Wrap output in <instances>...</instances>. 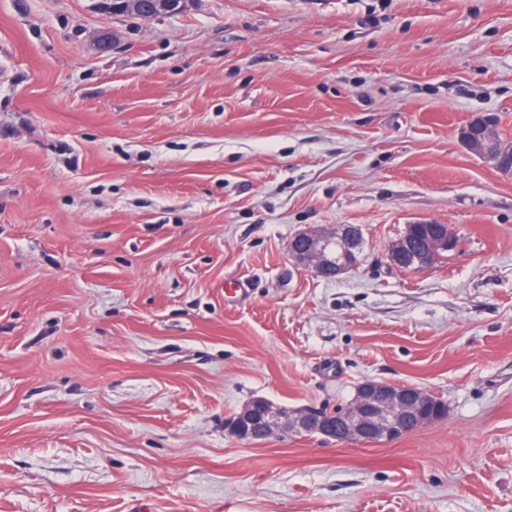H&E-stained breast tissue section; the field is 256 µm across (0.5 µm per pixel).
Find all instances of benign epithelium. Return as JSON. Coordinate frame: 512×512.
Returning <instances> with one entry per match:
<instances>
[{"label":"benign epithelium","instance_id":"1","mask_svg":"<svg viewBox=\"0 0 512 512\" xmlns=\"http://www.w3.org/2000/svg\"><path fill=\"white\" fill-rule=\"evenodd\" d=\"M120 8L140 18H154L171 9L170 0H122ZM466 149L497 172L512 177V140L499 131L496 117L483 116L478 124H466L460 132ZM341 239L343 247L334 256L329 249L331 238ZM358 229L342 225L330 234L318 229L305 230L289 243L292 257L304 266L313 265L323 278H335L357 264L355 250ZM457 238L451 228L411 251L410 236L394 241L389 249L390 261L405 270L419 271L430 267L441 250H454ZM431 394L406 384L377 382L357 389L345 406L331 411L300 408L285 413L265 398H255L224 422L225 430L242 441L266 439L282 429L295 433L315 432L323 441L376 443L399 439L433 421L438 412H424Z\"/></svg>","mask_w":512,"mask_h":512}]
</instances>
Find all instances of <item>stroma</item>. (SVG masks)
I'll list each match as a JSON object with an SVG mask.
<instances>
[{
	"label": "stroma",
	"instance_id": "1",
	"mask_svg": "<svg viewBox=\"0 0 512 512\" xmlns=\"http://www.w3.org/2000/svg\"><path fill=\"white\" fill-rule=\"evenodd\" d=\"M479 114L512 138V0H0V512H512V178L461 143ZM419 220L459 247L399 269ZM340 224L338 279L290 255ZM367 380L448 412L224 429ZM171 0H124L117 2L120 8L140 18H154L170 12ZM332 236L341 239L343 244L336 256L329 249ZM359 241L358 229L344 224L332 234L318 229L302 231L290 241L289 251L299 264L308 266L312 263L321 277L335 278L357 264L355 250ZM406 384L377 382L360 386L345 406L331 411L300 408L290 413L265 398H255L224 423L225 430L242 441L266 439L281 429L295 433L315 432L322 441L376 443L399 439L432 422L438 411L424 412L432 397ZM433 407L446 414L443 402L433 396ZM436 419V420H437ZM338 422L340 434H336Z\"/></svg>",
	"mask_w": 512,
	"mask_h": 512
}]
</instances>
